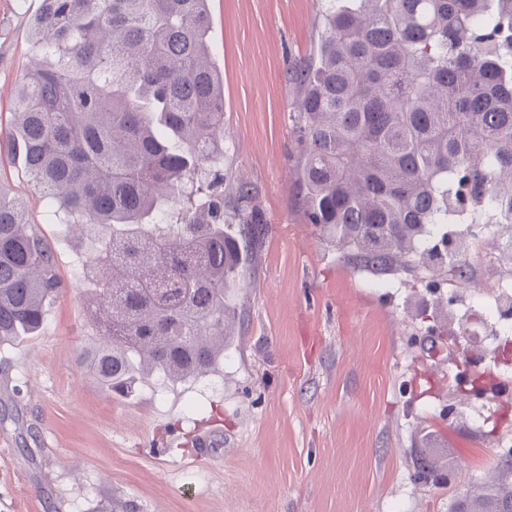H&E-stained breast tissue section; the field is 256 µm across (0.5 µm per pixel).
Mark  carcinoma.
<instances>
[{"instance_id":"carcinoma-1","label":"carcinoma","mask_w":512,"mask_h":512,"mask_svg":"<svg viewBox=\"0 0 512 512\" xmlns=\"http://www.w3.org/2000/svg\"><path fill=\"white\" fill-rule=\"evenodd\" d=\"M210 25L208 0H43L53 63L24 78L0 136L69 228L112 229L87 263L84 357L111 394L224 363L226 289L270 232L257 187L224 174ZM324 25L285 73L303 223L383 274L420 266L430 225L488 196L512 209V0H329ZM63 290L54 249L0 192V343L36 335ZM454 512H512V454Z\"/></svg>"}]
</instances>
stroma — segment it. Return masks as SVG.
<instances>
[{
	"label": "stroma",
	"instance_id": "35a3bbf8",
	"mask_svg": "<svg viewBox=\"0 0 512 512\" xmlns=\"http://www.w3.org/2000/svg\"><path fill=\"white\" fill-rule=\"evenodd\" d=\"M42 0H0V122L41 62L31 18ZM210 58L224 77V170L253 182L271 224L251 284L226 291L242 323L224 363L201 379L152 375L133 396L83 373L97 340L87 304L89 239L44 198L20 159L0 156V192L19 199L57 255L66 285L37 336L0 344V512H451L496 467L495 431L449 413L458 397L448 322L422 286L400 290L351 268L302 223L292 197L285 79L324 33L320 0H209ZM203 402L193 417L185 407ZM220 436L199 458L201 436ZM440 454L444 479L413 477L415 449Z\"/></svg>",
	"mask_w": 512,
	"mask_h": 512
}]
</instances>
